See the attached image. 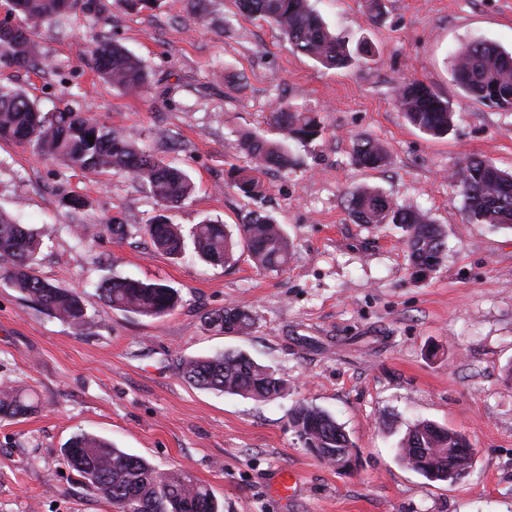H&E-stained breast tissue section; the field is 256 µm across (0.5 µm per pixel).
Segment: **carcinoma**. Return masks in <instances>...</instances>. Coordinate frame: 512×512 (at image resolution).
<instances>
[{
    "label": "carcinoma",
    "instance_id": "cac0c4a2",
    "mask_svg": "<svg viewBox=\"0 0 512 512\" xmlns=\"http://www.w3.org/2000/svg\"><path fill=\"white\" fill-rule=\"evenodd\" d=\"M7 2L11 10L22 15L23 25L14 32L0 26V68L43 70L33 35L49 29L54 18L66 10L98 12L97 0ZM238 4L246 15L274 25L295 51L327 69L347 67L375 56L374 48L366 41L350 50L349 38L331 32L309 0H238ZM91 60L95 71L117 88L139 94L148 85L149 75L142 62L113 41H97ZM453 80L475 100L512 110V52L496 43L476 40L462 46L455 55ZM396 100L404 118L427 135H445L454 125L455 112L449 101L419 81L401 84ZM269 126L280 138L271 139L255 131L239 135L240 149L250 157L251 165L232 169L230 176L233 187L246 197L264 193L262 175L268 167L286 169L293 165L291 144H309L323 133L315 113L284 99L271 112ZM89 136L94 141H87ZM0 138L26 145L44 159L58 160L86 173L115 170L129 174L167 209L185 203L194 192V184L185 172L156 159L130 135L104 127L85 111L43 113L27 92L2 85ZM353 160L358 166L377 168L385 165L387 152L378 142L360 138L354 145ZM456 186L467 223L512 227V174L473 156L459 168ZM347 210L361 224H393L403 230L413 279L422 280L439 268L447 249L446 238L440 225L424 213L398 205L375 187L351 192ZM144 235L156 250L169 256L177 257L184 250L181 227L162 214L145 225ZM191 237L197 255L212 264L228 262L237 247L257 268L268 272L281 271L292 257L288 236L270 214H251L240 225L236 240L224 225L207 219L195 225ZM41 245L40 233L0 214V258L9 261L0 275L49 314L80 327L87 319L83 297L36 274L34 261ZM97 291L99 299L112 308L146 317H162L179 303L177 293L167 286L128 277L114 276L102 282ZM204 322L218 334L245 336L252 327L249 314L237 308L208 313ZM178 370L197 388L224 394L274 400L285 388L274 370L239 350L181 359ZM34 409L27 389L0 390V418L18 420ZM290 425L304 447L323 460L334 464L336 456L352 454L354 445L344 427L314 405H295ZM467 447L464 435L422 420L408 428L397 455L425 477L446 481L448 470L469 467L466 458L452 455L450 450ZM62 460L79 475L87 491L103 496L117 512H220L212 491L189 472H162L144 458L96 436L72 437L63 448Z\"/></svg>",
    "mask_w": 512,
    "mask_h": 512
}]
</instances>
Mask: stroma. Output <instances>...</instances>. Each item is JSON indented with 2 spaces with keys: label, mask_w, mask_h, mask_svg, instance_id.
Masks as SVG:
<instances>
[{
  "label": "stroma",
  "mask_w": 512,
  "mask_h": 512,
  "mask_svg": "<svg viewBox=\"0 0 512 512\" xmlns=\"http://www.w3.org/2000/svg\"><path fill=\"white\" fill-rule=\"evenodd\" d=\"M155 0L130 12L99 0L35 36L40 73L1 70L40 109L69 107L134 135L183 169L191 198L169 210L190 229L203 218L228 227L269 213L294 243L287 268L258 270L245 254L212 265L193 247L156 252L143 227L159 210L124 173L87 174L0 140V211L47 228L36 258L48 282L80 292L87 321L74 328L0 278V389H29L35 411L0 419V512H115L87 493L61 450L86 433L184 469L211 489L222 512H512V228L466 223L454 174L478 156L512 172V111L479 103L452 77L460 46L488 40L512 51V0H310L336 33L368 41L373 61L328 70L291 51L271 24L242 15L235 0ZM124 45L149 73L138 95L112 87L91 65L99 34ZM420 81L455 113L444 137L405 121L395 97ZM316 113L322 138L297 146L294 164L263 176L265 193L240 195L228 178L243 164L238 134L264 130L279 100ZM388 152L385 167L352 159L357 139ZM372 186L423 211L447 235L437 272L413 280L401 232L361 224L350 192ZM80 196V210L64 195ZM126 226L124 240L104 226ZM80 224L98 227L82 240ZM119 275L175 289L160 318L114 309L98 286ZM249 312L250 335L218 334L206 313ZM241 350L288 383L258 402L189 385L181 358ZM332 414L355 448L347 469L304 448L289 424L295 403ZM427 420L463 433L474 450L461 480L427 479L402 463L408 426ZM292 475L291 496L276 492Z\"/></svg>",
  "instance_id": "1"
}]
</instances>
